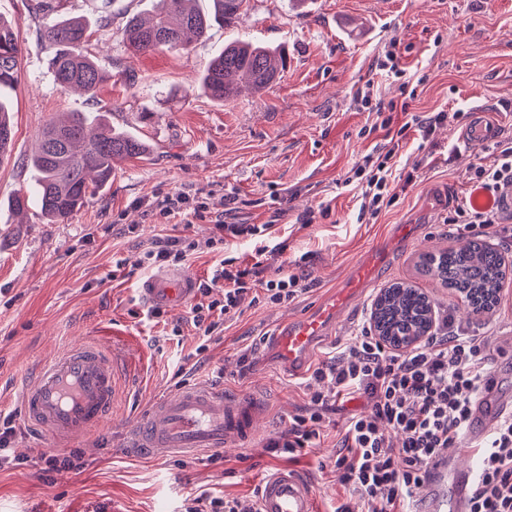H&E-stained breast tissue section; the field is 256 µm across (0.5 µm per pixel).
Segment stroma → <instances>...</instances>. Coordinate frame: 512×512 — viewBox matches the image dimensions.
<instances>
[{"label":"stroma","mask_w":512,"mask_h":512,"mask_svg":"<svg viewBox=\"0 0 512 512\" xmlns=\"http://www.w3.org/2000/svg\"><path fill=\"white\" fill-rule=\"evenodd\" d=\"M27 4L0 0V16L23 30L18 81L0 92L14 122L11 156L0 164V419L12 417L15 426L7 450L14 462L0 468V512H184L189 496L204 489L230 497L258 494L265 475L287 464L263 452V443L309 407V377L280 371L268 338L279 323L340 287L368 252L381 259L377 277L353 299L319 361L335 356L394 282L414 284L437 308L453 307L457 322H471L464 303L420 275L417 262L421 253L461 245L445 218L449 201L469 192V167L490 151L489 144L463 139L476 111L488 113L499 128H512V112L498 110L499 103L512 102V0H251L236 26L212 25L206 37L180 50L136 54L117 34L92 42L106 76L93 99L60 93L46 50L27 32ZM236 37L284 47L288 68L273 85L243 88L220 105L199 84L225 40ZM393 43L402 67L422 80L414 110H460L455 127L434 135L440 149L454 143L458 150L451 162L420 172L391 207L361 224L357 192L344 180L382 136L361 135L372 117L356 110L353 94L370 81L382 99H399L397 79L377 67ZM70 112L100 116L113 130L137 134L150 150L116 162L111 184L66 223H46L34 202L17 218L10 201L14 191L33 184L37 134ZM178 191L207 198L217 211L224 195L235 194L237 219L245 224L265 223L273 197L287 195L288 255L309 256L307 293L287 304H243L241 316L198 362L190 358L199 339L188 307L146 319L139 291L145 272L113 271L114 259L136 260L154 235L170 232L155 200ZM325 208L330 214L324 218ZM306 211L316 212L314 223L297 225ZM127 224L138 225V236L120 235ZM176 324L182 327L178 339L170 335ZM84 341L120 351L130 367L119 372L111 426L72 448L85 468L47 473L39 460L48 451L45 437L25 424L16 393L43 363ZM247 347L253 367L241 377L234 369ZM200 382L257 399L261 416L248 449H225L214 461L143 459L125 448L124 431L140 412ZM363 407L360 399L337 403L327 437L295 465L318 491L320 512H333L344 495L335 467L338 432Z\"/></svg>","instance_id":"stroma-1"}]
</instances>
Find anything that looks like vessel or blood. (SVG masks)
<instances>
[{
	"instance_id": "b4317fda",
	"label": "vessel or blood",
	"mask_w": 512,
	"mask_h": 512,
	"mask_svg": "<svg viewBox=\"0 0 512 512\" xmlns=\"http://www.w3.org/2000/svg\"><path fill=\"white\" fill-rule=\"evenodd\" d=\"M197 282L186 270L164 271L147 277L142 296L153 305L179 308L195 292ZM361 281L337 288L308 312L282 323L272 338L280 365L289 376H303L317 350L336 334L338 315ZM119 358L84 342L44 363L33 384L19 393L25 422L45 431L54 447L68 446L112 418ZM501 369L471 408L465 436L457 447L440 454L428 467L427 478L413 512H468L476 492L478 452L488 433L504 414H512V394L500 386ZM256 400L245 394L225 395L223 389L190 386L174 397L156 401L128 427L132 452L156 457H195L248 445L256 434ZM318 495L301 473L278 468L263 480L259 512H318Z\"/></svg>"
}]
</instances>
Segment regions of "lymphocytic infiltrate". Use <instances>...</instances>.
I'll use <instances>...</instances> for the list:
<instances>
[{"label":"lymphocytic infiltrate","mask_w":512,"mask_h":512,"mask_svg":"<svg viewBox=\"0 0 512 512\" xmlns=\"http://www.w3.org/2000/svg\"><path fill=\"white\" fill-rule=\"evenodd\" d=\"M402 96L398 103L384 101L369 84L354 95L360 111L375 114L373 130L387 134L383 150L365 156L345 179L359 191V217H377L415 183L420 170L431 166L433 157L426 154L412 162L404 178H395L393 170L408 131L417 132L421 142L427 143L436 128L457 122V112L444 109L416 115L411 111L416 91H403ZM491 149L489 161L471 167L467 180L473 189L498 195L512 189V136L499 137ZM236 202L235 196H226L225 209L213 214L206 202L186 193L163 196L156 204L163 218L206 217L212 233L203 240L184 230L154 236L135 264L139 270L175 266L236 240L252 243V261L222 259L196 289L190 321L200 338L196 348L200 354L220 340L227 322L238 318L244 297L256 304L280 305L308 290L304 267L289 266L288 243L279 237L280 222L288 213L286 199H278L270 219L262 224L238 223ZM447 221L462 237L496 225L502 233L512 232V227L503 225L498 209H474L466 196L455 199ZM275 264L280 267L277 276L264 278V271ZM491 369L482 327L458 324L447 313L437 315L424 340L406 351L390 349L371 327L361 326L351 344L314 369L312 377L323 387L311 393L309 412L295 417L264 449L299 460L324 436L327 413L337 400L364 398L365 411L350 417L341 435L335 466L345 496L334 512H409L430 463L461 442L470 408ZM480 458L479 489L468 512H512V416L496 423Z\"/></svg>","instance_id":"f902f5d3"}]
</instances>
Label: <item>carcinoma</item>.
<instances>
[{"mask_svg": "<svg viewBox=\"0 0 512 512\" xmlns=\"http://www.w3.org/2000/svg\"><path fill=\"white\" fill-rule=\"evenodd\" d=\"M162 7L151 18H127L122 41L138 53L158 49H180L188 36L206 34L211 22L234 25L247 0H209V11L195 7L197 0H161ZM58 0H32L28 12L32 33L48 52V66L61 89L77 88L93 96L104 76L90 57L92 31L112 29V12L106 10L92 21L63 17L57 13ZM22 45L18 23L0 16V91L18 80ZM286 52L238 40L224 43L209 63L200 89L217 103L231 100L240 84L262 90L281 78L287 68ZM13 128L0 102V163L8 158ZM147 144L134 136L112 129L98 130L96 118L75 112L68 121H52L39 134L38 153L33 158L37 177L34 188L42 217L53 224L69 220L95 191L112 181L113 161L119 157H140ZM419 269L437 280L448 294L462 298L475 311L490 313L500 300L507 277L500 252L482 239L462 247L424 253ZM432 300L414 285L396 282L387 287L377 307L375 320L380 334L392 337L395 345L424 332L430 320Z\"/></svg>", "mask_w": 512, "mask_h": 512, "instance_id": "1", "label": "carcinoma"}]
</instances>
